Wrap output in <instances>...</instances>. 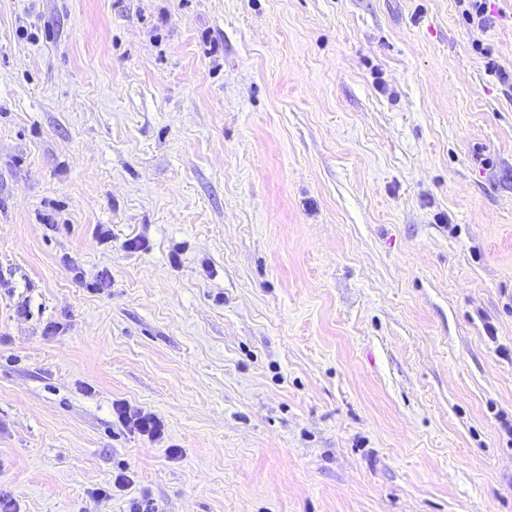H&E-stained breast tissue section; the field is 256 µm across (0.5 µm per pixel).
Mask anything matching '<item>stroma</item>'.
Returning a JSON list of instances; mask_svg holds the SVG:
<instances>
[{"label":"stroma","mask_w":512,"mask_h":512,"mask_svg":"<svg viewBox=\"0 0 512 512\" xmlns=\"http://www.w3.org/2000/svg\"><path fill=\"white\" fill-rule=\"evenodd\" d=\"M489 7L478 32L457 0H0L12 512H512ZM116 414L131 431L147 436L150 440H159L164 436L163 422L152 413L131 411L125 404L116 405Z\"/></svg>","instance_id":"stroma-1"}]
</instances>
